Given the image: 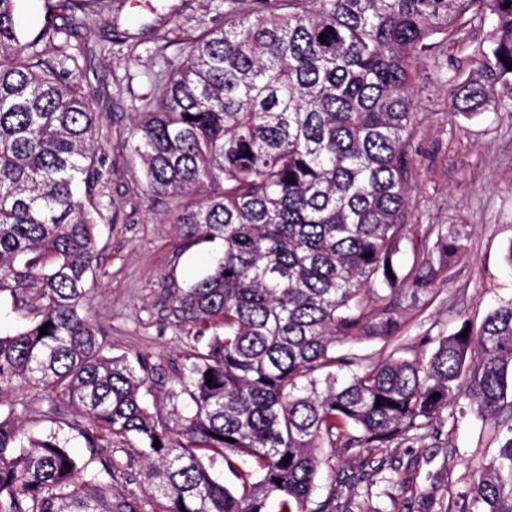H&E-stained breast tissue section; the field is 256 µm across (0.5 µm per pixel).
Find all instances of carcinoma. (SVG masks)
I'll use <instances>...</instances> for the list:
<instances>
[{
	"label": "carcinoma",
	"mask_w": 512,
	"mask_h": 512,
	"mask_svg": "<svg viewBox=\"0 0 512 512\" xmlns=\"http://www.w3.org/2000/svg\"><path fill=\"white\" fill-rule=\"evenodd\" d=\"M16 2L0 0V294L31 319L0 335V512H267L272 498L280 512H369V486L308 508L337 452L372 455L467 413L496 425L512 409V299L476 329L417 343L399 319L420 303L405 285L436 278L433 260L466 238L462 224L418 237L410 224L412 74L468 49L475 77L452 111L511 109L512 0H224L222 25L156 31L188 53L163 58L130 150L178 235L222 246L208 273L169 292L212 330L171 374L139 353L107 355L90 315L99 116L68 52L87 0H48L30 41ZM406 244L412 262L399 265ZM375 339L377 355L354 350ZM30 387L45 393L39 420L77 431L96 468L57 431L20 430L11 395ZM506 431L455 512H512ZM130 438L144 449L139 494L119 491L129 474L100 451ZM218 457L236 485L215 474ZM245 457L254 470L239 468Z\"/></svg>",
	"instance_id": "carcinoma-1"
}]
</instances>
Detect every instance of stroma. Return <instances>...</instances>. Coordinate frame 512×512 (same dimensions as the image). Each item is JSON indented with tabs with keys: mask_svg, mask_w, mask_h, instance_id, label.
Masks as SVG:
<instances>
[{
	"mask_svg": "<svg viewBox=\"0 0 512 512\" xmlns=\"http://www.w3.org/2000/svg\"><path fill=\"white\" fill-rule=\"evenodd\" d=\"M78 20L96 39L80 65L97 102L106 159L103 217L95 228L100 261L87 280L93 320L109 355L140 352L181 363L192 352L196 328L175 310L169 291L196 280L221 247L184 243L166 221L164 200L148 190L140 160L123 144L140 95L154 89L149 75L160 68L154 28L177 25L191 34L221 24L224 0H92ZM450 89L432 68L418 70L414 94L427 120L411 148V222L419 230L463 224L468 238L430 285L423 309L403 311V333L414 340L452 335L465 322L479 326L512 298V112H450ZM500 446L492 425L469 416L448 421L425 448L389 449L388 463L402 469L425 452L431 461L416 468L408 493L374 487L373 512H426L432 499L454 503L472 472L497 459Z\"/></svg>",
	"mask_w": 512,
	"mask_h": 512,
	"instance_id": "obj_1",
	"label": "stroma"
}]
</instances>
